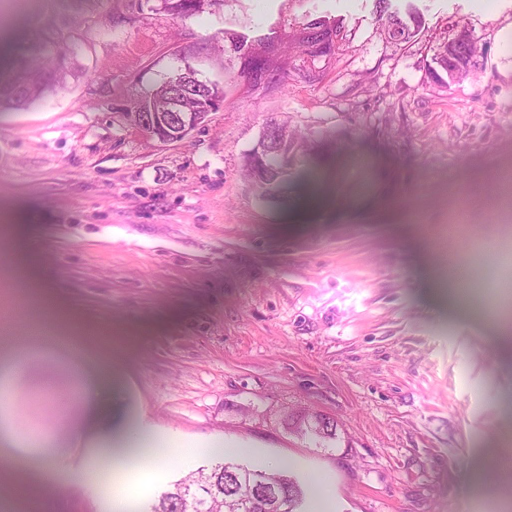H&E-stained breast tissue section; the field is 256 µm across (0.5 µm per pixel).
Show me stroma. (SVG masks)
Listing matches in <instances>:
<instances>
[{"label":"stroma","instance_id":"35a3bbf8","mask_svg":"<svg viewBox=\"0 0 512 512\" xmlns=\"http://www.w3.org/2000/svg\"><path fill=\"white\" fill-rule=\"evenodd\" d=\"M420 28L385 38L377 0H223L180 17L161 0H0V27L49 29L75 63L65 88L0 109V227L85 331L112 339L120 397L144 428L210 452L124 469L150 504L233 461L283 470L306 512H491L512 453V329L449 302L455 264L496 270L512 223L467 203L512 174V0H390ZM337 26L311 57L310 23ZM483 55L461 81L428 72L460 27ZM260 50L234 52L230 35ZM193 67L224 92L183 141L128 131L137 92ZM309 148L288 190L259 196L243 154L270 117ZM321 413L335 438L298 433ZM113 465L51 512H106Z\"/></svg>","mask_w":512,"mask_h":512}]
</instances>
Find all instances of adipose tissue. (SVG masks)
<instances>
[{
	"instance_id": "obj_1",
	"label": "adipose tissue",
	"mask_w": 512,
	"mask_h": 512,
	"mask_svg": "<svg viewBox=\"0 0 512 512\" xmlns=\"http://www.w3.org/2000/svg\"><path fill=\"white\" fill-rule=\"evenodd\" d=\"M42 304L67 327L66 336L0 338V469L12 474L18 498H27L45 481L82 487L81 473L70 461L77 447L91 460L138 439L165 450L170 463L201 451L196 442L167 446L142 427L136 411L116 412L122 377L112 366L111 345L70 328L72 310L47 298ZM32 399L36 421L19 429L16 420Z\"/></svg>"
}]
</instances>
